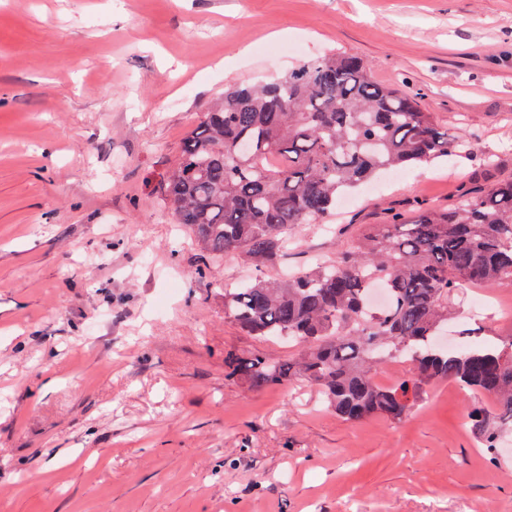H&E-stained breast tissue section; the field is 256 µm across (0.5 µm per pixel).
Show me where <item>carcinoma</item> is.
I'll use <instances>...</instances> for the list:
<instances>
[{
	"mask_svg": "<svg viewBox=\"0 0 512 512\" xmlns=\"http://www.w3.org/2000/svg\"><path fill=\"white\" fill-rule=\"evenodd\" d=\"M460 148L473 156V139L448 136L413 99L373 81L354 54L327 53L225 91L182 141L161 189L206 255H241L261 272L224 287V313L250 336L299 350L280 362L227 352L224 377L253 389L305 379L349 422H399L433 382L451 380L496 398V416L475 404L468 422L497 461L512 427V338L450 350L437 339L464 287H512V180L466 189L446 209L393 213L334 259L263 274L288 256L290 231L322 222L346 189ZM377 283L388 295L381 308L369 303ZM389 361L414 372L384 386L375 372Z\"/></svg>",
	"mask_w": 512,
	"mask_h": 512,
	"instance_id": "carcinoma-1",
	"label": "carcinoma"
}]
</instances>
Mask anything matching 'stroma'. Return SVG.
Instances as JSON below:
<instances>
[{"label":"stroma","instance_id":"1","mask_svg":"<svg viewBox=\"0 0 512 512\" xmlns=\"http://www.w3.org/2000/svg\"><path fill=\"white\" fill-rule=\"evenodd\" d=\"M329 51L479 153L360 187L283 267L512 179V0H0V512H512V431L493 465L466 421L493 396L441 380L348 423L314 384L224 377L227 350L289 348L225 316L254 271L206 260L160 181L226 88ZM490 293L450 342L512 331Z\"/></svg>","mask_w":512,"mask_h":512}]
</instances>
